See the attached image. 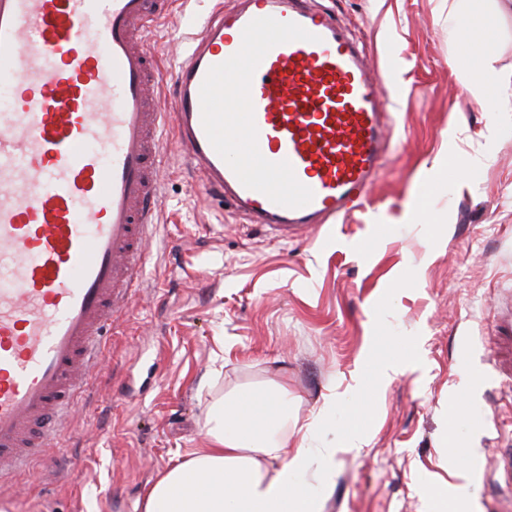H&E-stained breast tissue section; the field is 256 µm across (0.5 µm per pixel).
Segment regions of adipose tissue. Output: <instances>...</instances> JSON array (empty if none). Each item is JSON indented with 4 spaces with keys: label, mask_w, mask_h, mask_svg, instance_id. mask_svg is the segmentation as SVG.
Instances as JSON below:
<instances>
[{
    "label": "adipose tissue",
    "mask_w": 512,
    "mask_h": 512,
    "mask_svg": "<svg viewBox=\"0 0 512 512\" xmlns=\"http://www.w3.org/2000/svg\"><path fill=\"white\" fill-rule=\"evenodd\" d=\"M288 396L239 392L207 412L208 447L167 469L144 512H317L299 488L304 451L288 455Z\"/></svg>",
    "instance_id": "adipose-tissue-1"
}]
</instances>
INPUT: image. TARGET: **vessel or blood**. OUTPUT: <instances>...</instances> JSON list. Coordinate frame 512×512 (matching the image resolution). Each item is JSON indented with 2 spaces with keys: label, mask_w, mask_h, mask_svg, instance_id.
<instances>
[{
  "label": "vessel or blood",
  "mask_w": 512,
  "mask_h": 512,
  "mask_svg": "<svg viewBox=\"0 0 512 512\" xmlns=\"http://www.w3.org/2000/svg\"><path fill=\"white\" fill-rule=\"evenodd\" d=\"M169 0H0V484L56 448L151 258L165 134L281 236L370 191L396 84L306 0H237L176 66L137 42ZM512 512V448L489 472Z\"/></svg>",
  "instance_id": "obj_1"
}]
</instances>
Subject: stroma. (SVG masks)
<instances>
[{"label": "stroma", "instance_id": "35a3bbf8", "mask_svg": "<svg viewBox=\"0 0 512 512\" xmlns=\"http://www.w3.org/2000/svg\"><path fill=\"white\" fill-rule=\"evenodd\" d=\"M346 27L383 79L406 86L390 110V155L369 196L324 233L282 240L236 215L166 143L151 263L109 356L59 450L16 478L0 512H143L148 488L207 442L212 398L288 390L305 447L298 482L318 512H434L427 487L468 479L487 512L482 467L512 426L495 328L512 296V112L467 91L478 55L449 34L458 0H315ZM173 0L141 45L163 74L216 4ZM456 181L419 201L448 158ZM390 233L376 236L372 227ZM393 363L387 383L377 374ZM364 434L348 448L350 426ZM473 464L457 470L449 437ZM336 451L322 480L317 452Z\"/></svg>", "mask_w": 512, "mask_h": 512}]
</instances>
